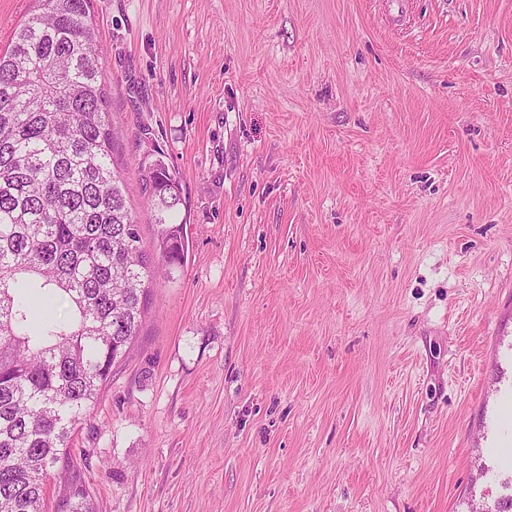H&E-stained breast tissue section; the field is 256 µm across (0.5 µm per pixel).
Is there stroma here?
Here are the masks:
<instances>
[{"label": "stroma", "mask_w": 512, "mask_h": 512, "mask_svg": "<svg viewBox=\"0 0 512 512\" xmlns=\"http://www.w3.org/2000/svg\"><path fill=\"white\" fill-rule=\"evenodd\" d=\"M189 251L73 436L96 512H502L512 0H91ZM496 425L508 426L512 423V386L499 389L496 398V412L494 416Z\"/></svg>", "instance_id": "obj_1"}]
</instances>
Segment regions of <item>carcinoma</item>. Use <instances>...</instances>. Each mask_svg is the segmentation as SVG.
<instances>
[{
    "label": "carcinoma",
    "instance_id": "1",
    "mask_svg": "<svg viewBox=\"0 0 512 512\" xmlns=\"http://www.w3.org/2000/svg\"><path fill=\"white\" fill-rule=\"evenodd\" d=\"M0 50V512H44L52 470L125 359L160 273L187 256L180 181L163 159L144 167L157 226L143 247L114 165L103 54L90 0H37ZM70 304L42 316L25 290ZM56 512H95L82 484Z\"/></svg>",
    "mask_w": 512,
    "mask_h": 512
}]
</instances>
